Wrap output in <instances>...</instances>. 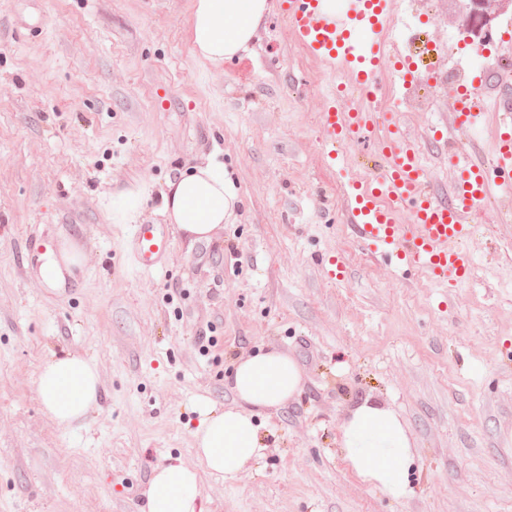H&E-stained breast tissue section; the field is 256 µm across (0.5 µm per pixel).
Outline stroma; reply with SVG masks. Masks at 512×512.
I'll use <instances>...</instances> for the list:
<instances>
[{"instance_id":"35a3bbf8","label":"stroma","mask_w":512,"mask_h":512,"mask_svg":"<svg viewBox=\"0 0 512 512\" xmlns=\"http://www.w3.org/2000/svg\"><path fill=\"white\" fill-rule=\"evenodd\" d=\"M191 0H0V512H138L151 470L194 466L200 410L231 408L235 364L278 348L298 395L265 411L264 457L234 481L203 474L205 512H512V218L477 209L470 278L451 285L375 258L341 219L358 148L325 156L333 78L302 49L283 0L247 53L198 60ZM439 66L461 22L448 0H405ZM447 84L383 106L431 182L457 173L436 137ZM224 163L241 198L212 241L160 213L179 168ZM143 190L138 222L171 244L154 270L132 253L114 195ZM83 264L52 290L40 244ZM214 346H207V338ZM98 367V408L63 427L43 414L45 360ZM414 441L413 493L394 501L343 460L339 428L365 401Z\"/></svg>"}]
</instances>
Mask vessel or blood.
I'll return each mask as SVG.
<instances>
[{
    "label": "vessel or blood",
    "mask_w": 512,
    "mask_h": 512,
    "mask_svg": "<svg viewBox=\"0 0 512 512\" xmlns=\"http://www.w3.org/2000/svg\"><path fill=\"white\" fill-rule=\"evenodd\" d=\"M288 21L298 44L324 63L339 64L345 74L349 95L360 100L377 96L387 62L394 52L389 48L386 23L397 11L399 0H359L356 24L370 36L363 44L346 36L342 17L325 15L320 0H286ZM420 37L409 29L403 52L404 62L414 74H428L433 63L423 61L410 50ZM501 111L497 128L495 158L490 164L476 162L466 148L450 147L448 160L458 179L447 195L431 186L421 152L401 131L389 132L378 155L373 156L365 185L350 187L344 194V218L359 242L372 248L383 261L406 269H427L441 282H462L471 274V259L465 243L473 231L471 213L490 199L501 206L512 205V96L499 94ZM481 102L468 92L456 95L449 110V126L477 124ZM377 112L323 114L325 148L335 158H343L354 144L373 140ZM411 223H403V213ZM133 255L139 267L153 269L170 246L169 238L153 223L135 225Z\"/></svg>",
    "instance_id": "vessel-or-blood-1"
}]
</instances>
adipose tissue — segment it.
<instances>
[{"label":"adipose tissue","mask_w":512,"mask_h":512,"mask_svg":"<svg viewBox=\"0 0 512 512\" xmlns=\"http://www.w3.org/2000/svg\"><path fill=\"white\" fill-rule=\"evenodd\" d=\"M271 9L270 0H191L185 24L194 55L219 64L245 52ZM239 202L223 165L210 162L189 166L167 182L161 213L191 242H207L230 222ZM228 385L237 408L206 409L192 433L200 468L178 460L156 466L140 512H204L201 471L232 480L263 457L266 444L257 418L300 391L302 372L287 352L270 349L237 363ZM100 387L95 363L70 353L46 360L36 380L45 413L61 426L86 417L97 405ZM340 450L383 496H409L416 450L390 407L368 401L352 409L341 425Z\"/></svg>","instance_id":"ef3b65f1"}]
</instances>
